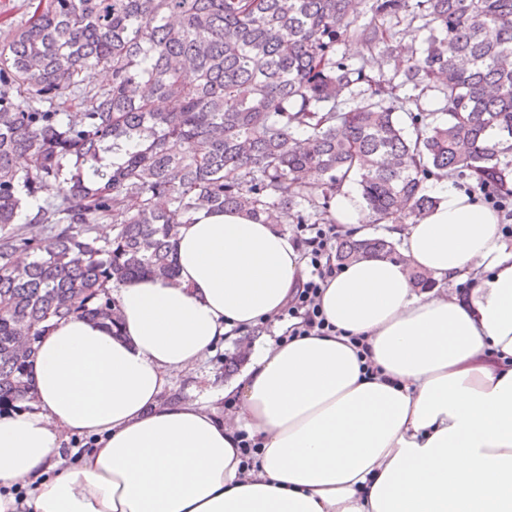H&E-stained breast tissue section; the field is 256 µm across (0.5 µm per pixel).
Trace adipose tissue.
I'll return each mask as SVG.
<instances>
[{
    "label": "adipose tissue",
    "mask_w": 512,
    "mask_h": 512,
    "mask_svg": "<svg viewBox=\"0 0 512 512\" xmlns=\"http://www.w3.org/2000/svg\"><path fill=\"white\" fill-rule=\"evenodd\" d=\"M427 188L436 206L390 227L399 255L324 289L334 332L268 341L212 398L167 403L175 374L274 321L306 271L278 224L198 211L175 279L112 286L119 332L76 316L39 340L30 408L0 416V512H512V247L475 194ZM330 216L356 233L373 221L349 182ZM415 269L436 288L417 291ZM462 280L465 295L441 292ZM243 431L259 441L249 466ZM74 438L94 445L71 460Z\"/></svg>",
    "instance_id": "1"
}]
</instances>
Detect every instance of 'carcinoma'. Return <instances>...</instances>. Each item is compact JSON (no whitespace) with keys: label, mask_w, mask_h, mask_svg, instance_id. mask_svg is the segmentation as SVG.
Returning <instances> with one entry per match:
<instances>
[{"label":"carcinoma","mask_w":512,"mask_h":512,"mask_svg":"<svg viewBox=\"0 0 512 512\" xmlns=\"http://www.w3.org/2000/svg\"><path fill=\"white\" fill-rule=\"evenodd\" d=\"M371 11L360 24L355 0H28L23 25L0 20V413L34 399L28 358L53 322L116 328L112 281L175 277L176 227L201 209L305 224L300 201L320 195L329 224L354 179L375 223L402 224L436 205L430 177L512 195V0ZM403 21L428 35L393 74L336 58L347 38L391 58ZM407 84L417 94L400 96ZM394 253L345 235L336 261Z\"/></svg>","instance_id":"1"}]
</instances>
